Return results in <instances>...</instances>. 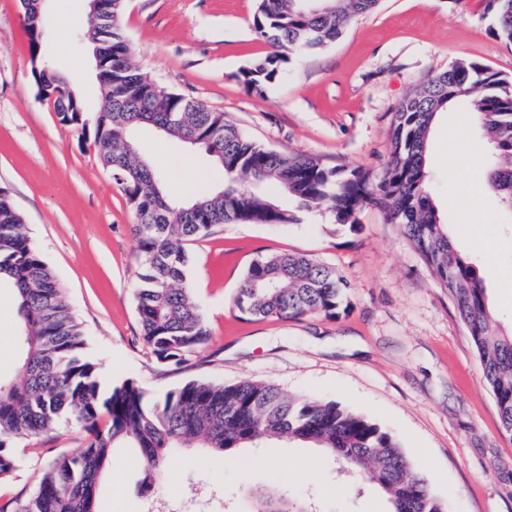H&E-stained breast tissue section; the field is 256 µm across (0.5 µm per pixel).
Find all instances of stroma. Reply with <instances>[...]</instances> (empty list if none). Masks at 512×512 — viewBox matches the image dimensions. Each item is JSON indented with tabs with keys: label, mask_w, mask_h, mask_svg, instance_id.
Masks as SVG:
<instances>
[{
	"label": "stroma",
	"mask_w": 512,
	"mask_h": 512,
	"mask_svg": "<svg viewBox=\"0 0 512 512\" xmlns=\"http://www.w3.org/2000/svg\"><path fill=\"white\" fill-rule=\"evenodd\" d=\"M256 9L257 0H126L118 23L132 64L149 79L223 113L266 147L373 175L389 159L396 107L433 75L474 60L512 80V43L494 35L487 0H381L335 43L293 59L287 79L251 92L240 72L272 50L254 29ZM46 58L65 76L87 60L61 26ZM33 67L21 0H0V188L82 322L84 355L98 366L102 392L131 379L154 402L191 380H255L290 396L335 400L393 433L448 512H512V436L501 429L475 347L447 288L383 209L362 210L355 231L335 227L320 208L300 212L295 224H227L191 242L187 285L210 338L184 364L159 362L140 337L137 219L92 136L96 76L87 72L79 89L88 103L81 129L61 124L52 102L39 96ZM463 126L455 110L435 121L428 144L434 201L459 253L482 264L479 231L489 229L501 265L512 271V215L494 194H485L465 223L446 208L462 188L454 142ZM136 139L174 201L221 185L203 151L148 127ZM275 253L335 269L351 285L347 309L333 318L242 315L234 297L244 272ZM18 334L13 291L2 287L0 375L14 379L22 374ZM87 440L84 429L64 422L16 440L17 468L0 481V502L30 498L42 471ZM304 457L313 468L299 466ZM232 459L228 466L216 454H176L163 496L134 466L101 480L96 512H147L160 499L175 512L185 478L205 486L199 512H237L245 483L288 486L321 512H389L376 486L352 487L319 449L280 441L237 449Z\"/></svg>",
	"instance_id": "stroma-1"
}]
</instances>
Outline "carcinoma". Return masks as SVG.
<instances>
[{
  "instance_id": "carcinoma-1",
  "label": "carcinoma",
  "mask_w": 512,
  "mask_h": 512,
  "mask_svg": "<svg viewBox=\"0 0 512 512\" xmlns=\"http://www.w3.org/2000/svg\"><path fill=\"white\" fill-rule=\"evenodd\" d=\"M112 16L87 18L74 47L105 53L101 105L94 143L102 164L138 220L137 313L141 339L161 362L180 364L210 336L186 273L185 244L232 223L280 225L296 212L326 207L334 223L355 229L366 207L385 208L391 223L417 248L448 288L459 320L477 350L484 381L502 429L512 435V332L500 331L489 309L480 269L463 258L428 189L427 147L437 114L462 105L487 141L486 180L512 213V81L473 61H458L422 84L394 112L391 155L372 177L358 168L327 167L305 155H287L248 136L199 102L170 91L129 63L130 45ZM380 0H258L254 27L274 51L241 71L249 91L284 80L290 56L336 41L353 16L375 11ZM494 34L512 43V0H488ZM67 126L82 124L85 103L56 84L38 88ZM153 127L187 143L194 139L224 173V187L187 203L163 191L164 175L141 157L134 133ZM15 292L22 326V375L0 379V480L16 468L13 444L53 430L61 422L83 426L89 438L42 473L36 493L14 512H96L95 494L115 448H134L146 480L168 477L169 457L184 448L224 453L287 440L322 448L345 468L384 492L390 512H447L400 446L363 414L335 400L287 396L254 380L234 384L192 381L150 402L133 380L100 392L96 364L81 358L85 333L54 270L32 244L6 190L0 189V284ZM347 281L314 259L288 253L254 261L234 302L253 317H297L318 311L336 316ZM107 417L100 424L101 417ZM246 512H316L284 488L253 486L242 492Z\"/></svg>"
}]
</instances>
